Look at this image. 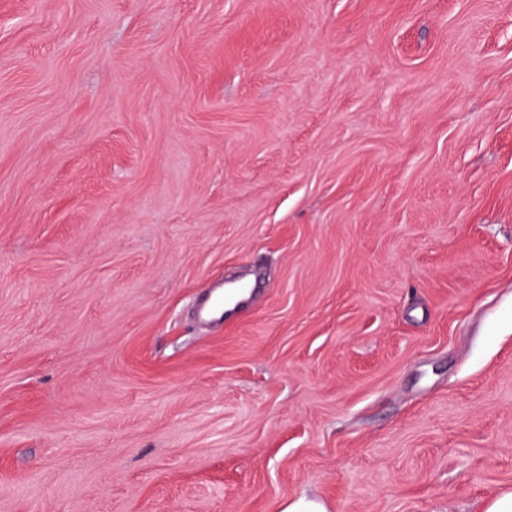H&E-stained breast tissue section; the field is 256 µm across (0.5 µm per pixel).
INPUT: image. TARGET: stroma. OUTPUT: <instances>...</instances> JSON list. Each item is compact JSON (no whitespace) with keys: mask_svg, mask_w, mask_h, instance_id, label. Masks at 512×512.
Returning a JSON list of instances; mask_svg holds the SVG:
<instances>
[{"mask_svg":"<svg viewBox=\"0 0 512 512\" xmlns=\"http://www.w3.org/2000/svg\"><path fill=\"white\" fill-rule=\"evenodd\" d=\"M507 492L512 0H0V512ZM224 292V285L214 288L206 301L200 307V316L203 320L214 323H220L224 318V311L230 308H225L219 302L220 295Z\"/></svg>","mask_w":512,"mask_h":512,"instance_id":"35a3bbf8","label":"stroma"}]
</instances>
